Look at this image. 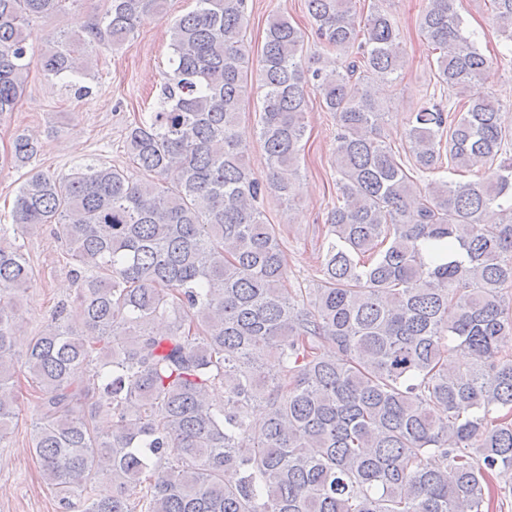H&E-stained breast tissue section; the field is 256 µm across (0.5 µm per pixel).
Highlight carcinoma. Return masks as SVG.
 <instances>
[{
    "label": "carcinoma",
    "instance_id": "obj_1",
    "mask_svg": "<svg viewBox=\"0 0 512 512\" xmlns=\"http://www.w3.org/2000/svg\"><path fill=\"white\" fill-rule=\"evenodd\" d=\"M249 2L197 0L172 23L156 110L125 136L145 179L93 161L28 173L17 190L14 234L53 225L76 284L23 362L39 391L42 479L59 512L76 500L81 512H493L512 495L508 480L491 485L512 474V131L481 90L490 62L457 0H427L420 31L440 51L448 106L428 98L410 113L403 150L422 173L485 177L421 187L383 140L374 92L404 68L395 19L307 0L328 50L309 71L284 15L253 60ZM492 2L512 43V0ZM65 3L0 0V120L31 67L71 87L90 52L120 47L161 8L110 0L99 20L36 46L32 19ZM254 70L264 179L237 132ZM310 81L336 116L338 195L318 287L291 291L264 202L296 196ZM41 149L18 134L0 166L25 168ZM32 282L21 248L0 247V441L16 418L13 341Z\"/></svg>",
    "mask_w": 512,
    "mask_h": 512
}]
</instances>
